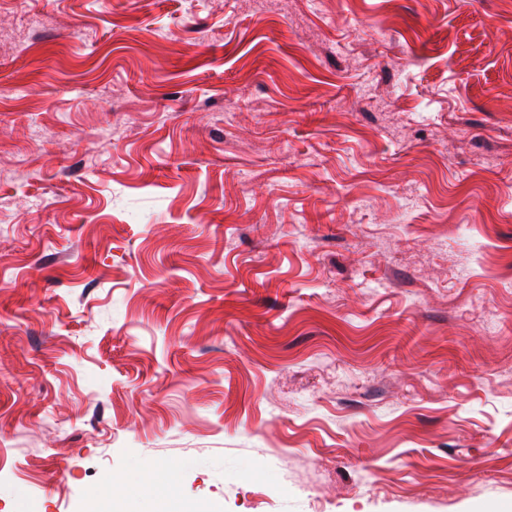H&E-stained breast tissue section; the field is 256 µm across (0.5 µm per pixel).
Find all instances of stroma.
I'll use <instances>...</instances> for the list:
<instances>
[{
    "label": "stroma",
    "mask_w": 512,
    "mask_h": 512,
    "mask_svg": "<svg viewBox=\"0 0 512 512\" xmlns=\"http://www.w3.org/2000/svg\"><path fill=\"white\" fill-rule=\"evenodd\" d=\"M90 491L512 512V0H0V512Z\"/></svg>",
    "instance_id": "obj_1"
}]
</instances>
